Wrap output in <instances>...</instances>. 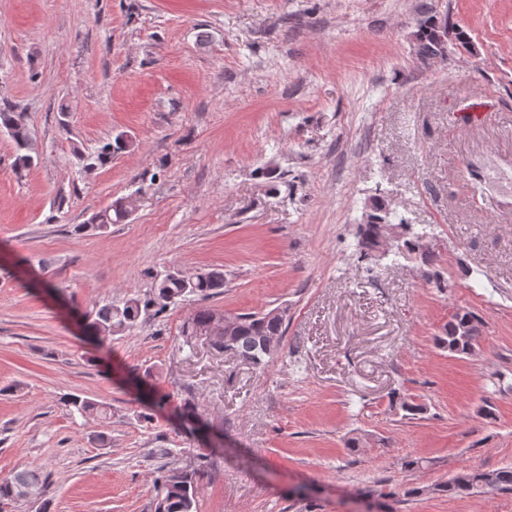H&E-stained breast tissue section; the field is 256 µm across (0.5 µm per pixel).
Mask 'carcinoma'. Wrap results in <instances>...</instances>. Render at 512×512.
<instances>
[{
	"mask_svg": "<svg viewBox=\"0 0 512 512\" xmlns=\"http://www.w3.org/2000/svg\"><path fill=\"white\" fill-rule=\"evenodd\" d=\"M416 55L423 60H448V29L428 16L420 21L415 33ZM0 133L7 135L16 150L15 165L19 169L31 166L38 154L37 138L28 115L6 102L0 107ZM133 141L120 132L103 142L89 155H77L84 168L108 163L112 156L131 147ZM139 192L114 201L108 208L94 214L89 223L102 229L109 224L124 221L136 209ZM400 230L397 247L390 252L391 263L420 257L428 266L432 255L427 244L426 228H415L405 215L390 206L381 196L374 195L365 202L362 222L358 224V247L364 256L379 249L388 236L389 228ZM224 288V272L217 268H199L191 274L180 270L156 277L151 293L145 298L131 297L121 305L106 304L94 312L92 329L100 335H123L136 329L142 313L155 307L163 311L176 306L190 296L208 299ZM219 315L210 308L197 310L185 323L184 333L201 330L217 320ZM288 308H274L267 312L244 313L228 317L224 334L213 343V348L248 363L255 369H266L277 357L286 331ZM480 326L473 313L456 309L436 338L439 348L454 355H468L478 345ZM70 411L82 416H93L104 422L110 418L107 407L87 398L71 396L65 400ZM48 477L34 468H25L0 480V510L3 506L22 501L45 500ZM471 490L487 493L512 492V466L494 470L478 467L463 469L448 481L433 488L438 494L453 496ZM153 512H197L198 485L195 472L170 469L154 482Z\"/></svg>",
	"mask_w": 512,
	"mask_h": 512,
	"instance_id": "cac0c4a2",
	"label": "carcinoma"
}]
</instances>
